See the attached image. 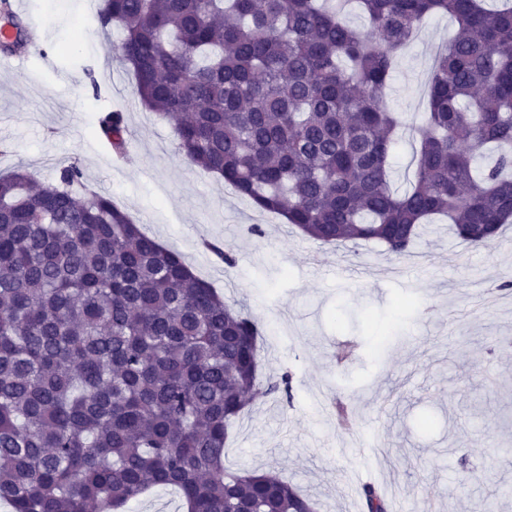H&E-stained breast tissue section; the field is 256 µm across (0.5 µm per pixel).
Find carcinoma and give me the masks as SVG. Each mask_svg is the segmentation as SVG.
Here are the masks:
<instances>
[{
    "instance_id": "carcinoma-1",
    "label": "carcinoma",
    "mask_w": 512,
    "mask_h": 512,
    "mask_svg": "<svg viewBox=\"0 0 512 512\" xmlns=\"http://www.w3.org/2000/svg\"><path fill=\"white\" fill-rule=\"evenodd\" d=\"M362 32L320 0H100L150 111L183 160L328 245L401 256L434 216L480 246L512 221V5L358 0ZM457 32L435 58L413 129L414 174L390 181L404 127L384 101L397 53L426 18ZM100 129L116 156L127 123ZM0 176V503L11 512H123L159 487L185 512H317L270 472L224 468L252 401L293 399L257 376L259 324L147 236L112 199ZM366 512H387L361 488Z\"/></svg>"
}]
</instances>
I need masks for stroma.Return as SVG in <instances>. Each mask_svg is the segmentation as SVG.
I'll use <instances>...</instances> for the list:
<instances>
[{
  "label": "stroma",
  "mask_w": 512,
  "mask_h": 512,
  "mask_svg": "<svg viewBox=\"0 0 512 512\" xmlns=\"http://www.w3.org/2000/svg\"><path fill=\"white\" fill-rule=\"evenodd\" d=\"M68 2L66 24L37 39L22 68H0V174L22 166L47 184L78 164L86 187L261 325L260 376L291 371L294 400L250 404L226 440L225 467L277 472L320 512H364V461L352 447L372 430L374 483L389 512H512V293L498 289L512 278V228L473 247L446 222L428 224L402 256L376 242L308 238L187 166L172 122L140 104L115 54L120 29L97 23L99 0ZM454 29L430 16L398 55L385 101L407 124L422 121L432 47ZM108 110L126 116L121 159L98 131ZM335 399L352 428L338 425Z\"/></svg>",
  "instance_id": "35a3bbf8"
}]
</instances>
